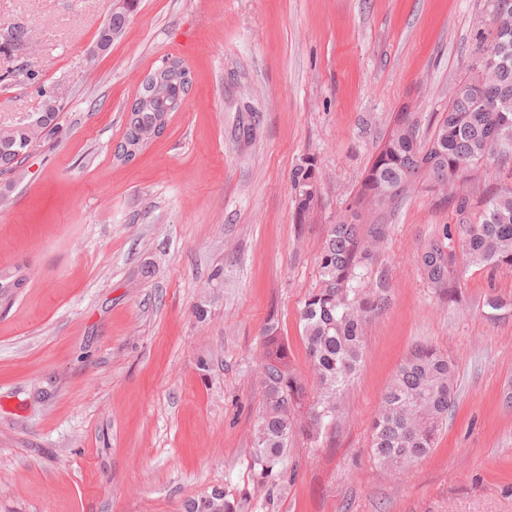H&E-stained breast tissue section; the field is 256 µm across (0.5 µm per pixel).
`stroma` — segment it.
<instances>
[{
    "label": "stroma",
    "instance_id": "35a3bbf8",
    "mask_svg": "<svg viewBox=\"0 0 512 512\" xmlns=\"http://www.w3.org/2000/svg\"><path fill=\"white\" fill-rule=\"evenodd\" d=\"M112 4L0 0V26L32 33L29 50L0 51V125L48 95L60 109L21 175L0 176V268L29 273L0 305V512H184L215 489L256 512L264 329L276 322L315 391L300 310L326 227L398 113L428 135L492 45L491 0H137L88 63ZM171 58L191 90L120 163L141 81ZM23 63L37 83L10 79ZM306 157L318 200L300 220L290 174ZM510 185L512 154L461 186L467 209L421 185L380 216L385 306L340 425L322 447L291 445L270 512H512V267L458 264L451 304L418 262ZM419 344L456 360L457 405L436 448L393 476L369 457V425Z\"/></svg>",
    "mask_w": 512,
    "mask_h": 512
}]
</instances>
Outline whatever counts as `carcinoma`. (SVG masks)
I'll return each mask as SVG.
<instances>
[{
    "label": "carcinoma",
    "mask_w": 512,
    "mask_h": 512,
    "mask_svg": "<svg viewBox=\"0 0 512 512\" xmlns=\"http://www.w3.org/2000/svg\"><path fill=\"white\" fill-rule=\"evenodd\" d=\"M135 0L107 20L96 43L109 49L125 25ZM28 30L9 26L0 31V49H24ZM191 84L189 72L177 60L150 73L128 112L126 133L115 158L126 163L153 140V131L180 107ZM464 90L452 97L426 141L418 139L412 113H399L400 133L384 137L365 175L361 189L336 222L328 225L317 259L318 288L309 293L301 310L303 342L317 389L309 396L305 383L288 358V348L270 323L264 330L265 352L259 377L262 408L254 425L253 467L259 483L270 485L264 508L274 490L288 483L281 468L289 444L300 438L319 448L339 418L341 400L363 356L366 328L384 306L383 295L368 287L384 233L379 224L364 228L363 215L382 213L420 184L442 188L469 178L500 153L491 142L497 128L512 126V111L501 112L495 100L512 97V24L495 28L493 44L460 81ZM59 108L47 98L43 111L28 121L0 127V175L14 174L34 147L38 122L51 130L58 125ZM314 160L297 165L291 180L299 191L297 218L305 216L317 195ZM462 259L474 266H512V186L486 200L476 224L462 231ZM421 267L435 292L454 303L457 254L448 227L421 250ZM20 266L0 269V302L27 281ZM454 361L433 345L416 346L396 368L381 395L370 425V450L377 463L399 472L425 458L456 405ZM185 512H236L226 495L215 489L185 504Z\"/></svg>",
    "instance_id": "obj_1"
}]
</instances>
